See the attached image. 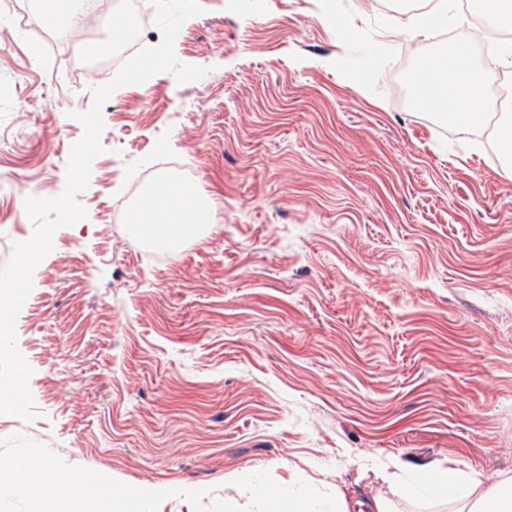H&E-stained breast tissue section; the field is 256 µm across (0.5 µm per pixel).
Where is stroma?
I'll return each instance as SVG.
<instances>
[{
    "label": "stroma",
    "mask_w": 512,
    "mask_h": 512,
    "mask_svg": "<svg viewBox=\"0 0 512 512\" xmlns=\"http://www.w3.org/2000/svg\"><path fill=\"white\" fill-rule=\"evenodd\" d=\"M406 0H199L172 73L105 103L104 149L16 321L36 418L0 415L70 465L142 489L248 496L237 477L339 481L438 462L512 473V180L497 113L481 124L411 108L396 73L473 48L468 17L411 41ZM0 266L34 224L23 197L62 193L73 112L109 82L87 29L0 0ZM359 30L356 40L346 30ZM41 46L38 59L29 43ZM179 156L190 174L161 164ZM189 176L214 221L160 247L112 221L151 179Z\"/></svg>",
    "instance_id": "stroma-1"
}]
</instances>
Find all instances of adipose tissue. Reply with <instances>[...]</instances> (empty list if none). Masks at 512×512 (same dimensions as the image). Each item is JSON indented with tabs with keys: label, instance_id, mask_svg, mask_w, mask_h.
Listing matches in <instances>:
<instances>
[{
	"label": "adipose tissue",
	"instance_id": "1",
	"mask_svg": "<svg viewBox=\"0 0 512 512\" xmlns=\"http://www.w3.org/2000/svg\"><path fill=\"white\" fill-rule=\"evenodd\" d=\"M421 94L413 105L422 108L431 100H439L448 112L462 113L467 123H475L483 112L474 105L483 90V79L473 72L465 55L445 68L433 60L422 61ZM211 207L202 199L198 183L188 185L164 180L152 196L145 211L137 212L134 226L155 234L162 242L171 243L195 233L198 216H210ZM376 494L366 505L368 512H391V494L406 489L412 495L443 498L448 512H512V476L505 474L488 483L452 467L437 466L406 475L374 469ZM288 506L293 512H351L350 504L340 486L325 484L315 489L297 481L288 484Z\"/></svg>",
	"mask_w": 512,
	"mask_h": 512
}]
</instances>
